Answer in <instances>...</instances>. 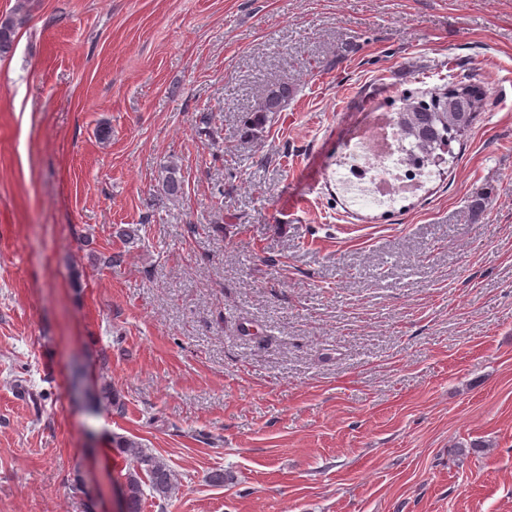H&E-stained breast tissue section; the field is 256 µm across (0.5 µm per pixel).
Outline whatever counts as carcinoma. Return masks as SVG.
I'll list each match as a JSON object with an SVG mask.
<instances>
[{
    "label": "carcinoma",
    "mask_w": 512,
    "mask_h": 512,
    "mask_svg": "<svg viewBox=\"0 0 512 512\" xmlns=\"http://www.w3.org/2000/svg\"><path fill=\"white\" fill-rule=\"evenodd\" d=\"M29 0H17L12 16L0 21V58L13 52L18 29L26 22ZM457 90L473 89V92L456 100H448V93L438 92L428 98L410 97L404 100L396 112V123L403 139L408 141L409 152L419 159H435V152L459 140L467 134L483 109L486 90L483 85L465 82L450 83ZM295 88L285 83L269 86L257 110L255 124L262 123L266 112H280L288 104ZM159 179V194L167 199H176L184 193V180L178 176L173 164L162 166ZM94 401L107 409L123 411L111 383L102 381L93 394ZM113 443L125 455L127 472L122 483L124 512H142L145 490L154 497L168 500L178 491L174 471L167 463L148 452L141 443L115 437Z\"/></svg>",
    "instance_id": "cac0c4a2"
}]
</instances>
